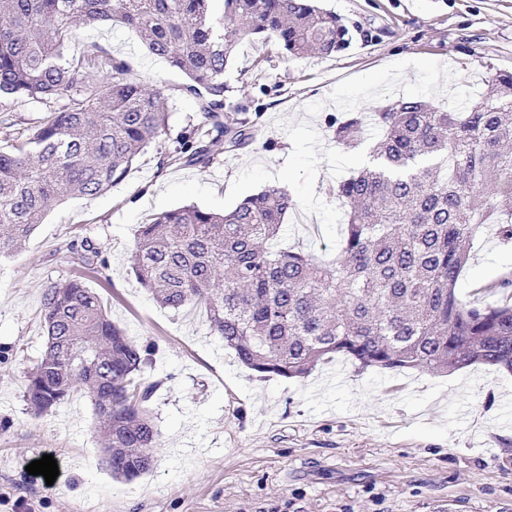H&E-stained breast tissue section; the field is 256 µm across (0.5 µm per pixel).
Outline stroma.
Masks as SVG:
<instances>
[{"label":"stroma","mask_w":512,"mask_h":512,"mask_svg":"<svg viewBox=\"0 0 512 512\" xmlns=\"http://www.w3.org/2000/svg\"><path fill=\"white\" fill-rule=\"evenodd\" d=\"M348 24L350 47L295 59L261 41L243 43L226 79L255 116L254 140L208 166L159 168L201 120L193 99L171 96L167 133L104 193L54 206L26 246L0 260V512H512V372L475 364L448 374L363 368L346 357L303 378L246 368L213 334L202 309L157 304L131 269L135 231L151 215L195 205L232 210L266 187L295 206L280 246L336 256L347 208L336 184L366 165L334 139L337 118L373 115L416 97L447 107L487 91L512 71V0H320ZM100 45L150 85L180 82L135 31L85 27L70 46ZM58 100L1 99L0 149ZM89 243L105 267L88 285L115 323L149 348L144 378L157 430L152 468L113 478L88 398L74 395L34 415L23 393L44 346L42 295L70 276V243ZM512 275V241L485 225L457 284L474 306L495 301L488 284ZM50 454L53 484L26 467Z\"/></svg>","instance_id":"1"}]
</instances>
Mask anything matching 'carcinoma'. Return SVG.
I'll return each instance as SVG.
<instances>
[{
    "instance_id": "carcinoma-1",
    "label": "carcinoma",
    "mask_w": 512,
    "mask_h": 512,
    "mask_svg": "<svg viewBox=\"0 0 512 512\" xmlns=\"http://www.w3.org/2000/svg\"><path fill=\"white\" fill-rule=\"evenodd\" d=\"M0 0V97L67 104L0 149V259L20 250L50 209L121 183L168 127L164 93L100 47L94 78L67 54L82 25L120 23L165 59L199 101L203 121L161 161L211 164L214 146L242 150L254 120L225 81L244 40L287 57L329 56L353 35L314 0ZM382 136L365 147L367 117L336 123V142L368 150L374 165L336 183L349 206L334 260L275 248L293 206L270 187L218 214L182 206L138 226L132 268L161 305L205 310L211 330L248 368L303 377L332 355L362 367L452 372L481 363L512 372V296L478 308L456 291L486 224L512 240V73L462 109L415 97L375 113ZM79 272L46 285V349L26 377L25 400L45 415L76 393L90 398L112 474L131 480L153 464L145 409L155 385L145 350L112 322L86 284L99 272L89 247L69 246Z\"/></svg>"
}]
</instances>
